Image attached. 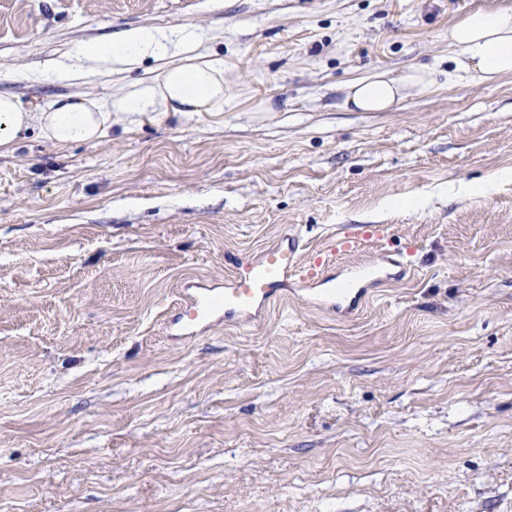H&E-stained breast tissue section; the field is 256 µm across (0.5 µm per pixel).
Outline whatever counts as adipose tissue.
<instances>
[{
  "mask_svg": "<svg viewBox=\"0 0 512 512\" xmlns=\"http://www.w3.org/2000/svg\"><path fill=\"white\" fill-rule=\"evenodd\" d=\"M448 44L456 75L492 83L512 75V9L475 10L451 26ZM147 77L113 91L105 99L90 93L60 96L46 106L31 105L15 94H0V153L15 149L35 131L57 148L110 139L115 124L132 126L178 112L187 117L224 110V58L200 50L193 30L129 27L112 39L74 42L60 58L45 60L47 81L107 78L132 71L145 61ZM433 74L417 69L395 76L381 70L351 81L343 105L361 112H389L408 95L429 93Z\"/></svg>",
  "mask_w": 512,
  "mask_h": 512,
  "instance_id": "1",
  "label": "adipose tissue"
}]
</instances>
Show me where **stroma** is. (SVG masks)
Returning a JSON list of instances; mask_svg holds the SVG:
<instances>
[{"label":"stroma","instance_id":"1","mask_svg":"<svg viewBox=\"0 0 512 512\" xmlns=\"http://www.w3.org/2000/svg\"><path fill=\"white\" fill-rule=\"evenodd\" d=\"M512 0H0V93L77 40L186 28L224 110L0 155V512H512V76L456 77L448 30ZM438 84L341 106L377 70ZM373 225L356 255L333 242ZM300 240L346 317L289 292L190 336L188 291Z\"/></svg>","mask_w":512,"mask_h":512}]
</instances>
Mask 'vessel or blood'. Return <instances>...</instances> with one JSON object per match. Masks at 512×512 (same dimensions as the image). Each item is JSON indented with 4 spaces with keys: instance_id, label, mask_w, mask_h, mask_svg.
Here are the masks:
<instances>
[{
    "instance_id": "obj_1",
    "label": "vessel or blood",
    "mask_w": 512,
    "mask_h": 512,
    "mask_svg": "<svg viewBox=\"0 0 512 512\" xmlns=\"http://www.w3.org/2000/svg\"><path fill=\"white\" fill-rule=\"evenodd\" d=\"M295 239L268 250L256 261L238 264L223 291L225 314L244 320L258 321L271 301L282 298L289 281L310 285L317 306L333 314H352L370 298V289L394 276L392 268L380 262L353 267L352 284L336 288L325 278L318 266L305 265L299 260ZM214 293L201 288L185 301L179 314L184 328L199 325L203 314L212 310Z\"/></svg>"
}]
</instances>
